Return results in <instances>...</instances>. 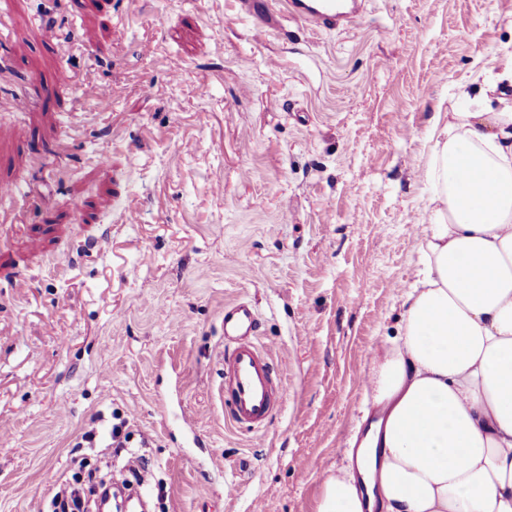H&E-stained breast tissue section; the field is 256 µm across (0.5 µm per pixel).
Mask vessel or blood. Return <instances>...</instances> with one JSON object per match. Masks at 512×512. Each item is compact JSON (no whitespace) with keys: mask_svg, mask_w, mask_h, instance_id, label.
<instances>
[{"mask_svg":"<svg viewBox=\"0 0 512 512\" xmlns=\"http://www.w3.org/2000/svg\"><path fill=\"white\" fill-rule=\"evenodd\" d=\"M361 0H285L289 18L310 27L333 31L350 26ZM224 353L221 357L224 416L245 430L265 428L281 406L287 389L269 355L258 345L259 316L246 302L224 307Z\"/></svg>","mask_w":512,"mask_h":512,"instance_id":"1","label":"vessel or blood"}]
</instances>
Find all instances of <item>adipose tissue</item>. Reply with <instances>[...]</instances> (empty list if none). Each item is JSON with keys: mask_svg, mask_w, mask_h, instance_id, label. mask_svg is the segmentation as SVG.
Listing matches in <instances>:
<instances>
[{"mask_svg": "<svg viewBox=\"0 0 512 512\" xmlns=\"http://www.w3.org/2000/svg\"><path fill=\"white\" fill-rule=\"evenodd\" d=\"M512 62L487 73L439 130L421 267L399 335L367 386L382 415L363 460L323 482L316 512H512V111L487 105Z\"/></svg>", "mask_w": 512, "mask_h": 512, "instance_id": "ef3b65f1", "label": "adipose tissue"}]
</instances>
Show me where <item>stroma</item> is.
I'll list each match as a JSON object with an SVG mask.
<instances>
[{
	"label": "stroma",
	"instance_id": "stroma-1",
	"mask_svg": "<svg viewBox=\"0 0 512 512\" xmlns=\"http://www.w3.org/2000/svg\"><path fill=\"white\" fill-rule=\"evenodd\" d=\"M507 52L512 0H365L349 30L263 35L237 0H0V512H48L90 429L113 468L142 457L151 512H316L415 279L432 118ZM237 300L288 378L258 434L220 398Z\"/></svg>",
	"mask_w": 512,
	"mask_h": 512
}]
</instances>
